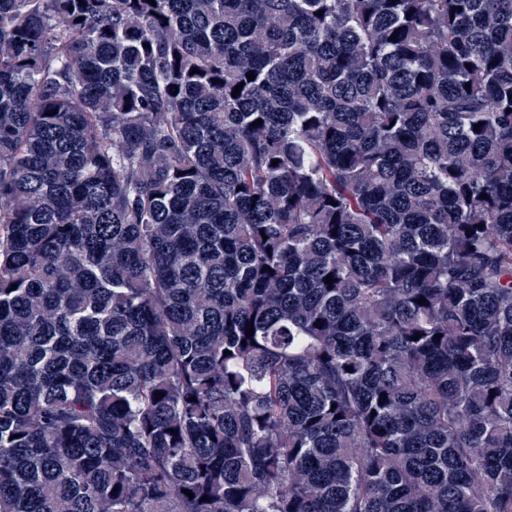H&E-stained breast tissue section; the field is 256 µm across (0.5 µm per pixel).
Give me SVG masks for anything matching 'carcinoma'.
Wrapping results in <instances>:
<instances>
[{
  "label": "carcinoma",
  "instance_id": "obj_1",
  "mask_svg": "<svg viewBox=\"0 0 512 512\" xmlns=\"http://www.w3.org/2000/svg\"><path fill=\"white\" fill-rule=\"evenodd\" d=\"M0 512H512V0H0Z\"/></svg>",
  "mask_w": 512,
  "mask_h": 512
}]
</instances>
